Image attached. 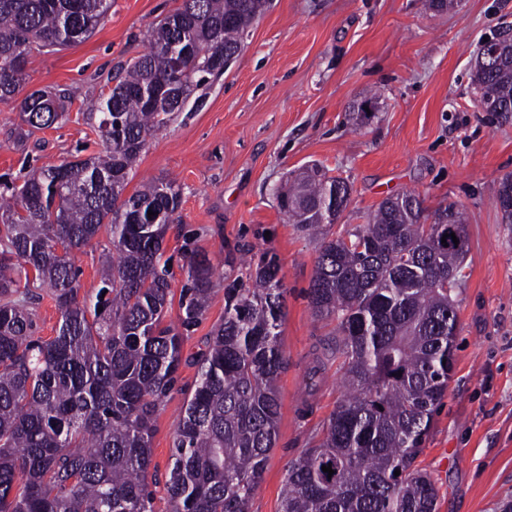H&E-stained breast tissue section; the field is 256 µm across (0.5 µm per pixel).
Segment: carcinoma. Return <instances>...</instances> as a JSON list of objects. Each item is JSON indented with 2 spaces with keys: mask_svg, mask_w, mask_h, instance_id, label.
Here are the masks:
<instances>
[{
  "mask_svg": "<svg viewBox=\"0 0 512 512\" xmlns=\"http://www.w3.org/2000/svg\"><path fill=\"white\" fill-rule=\"evenodd\" d=\"M269 7L182 0L90 114L103 151L0 188V512H154L156 414L215 269L187 252L179 326L165 323L173 272L162 244L180 222L181 192L166 180L125 190L149 140L224 74ZM111 8L112 0H0V101L22 90L34 48L88 38ZM474 83L487 111L512 118V36L486 44ZM70 105L64 93L26 94L10 142L26 148L35 132L67 120ZM351 192L348 179L312 164L274 195L288 222L313 233L337 223ZM494 199L512 224L511 174ZM103 232L112 256L96 293L82 296L73 257ZM467 253L463 213L453 205L429 213L411 191L323 237L309 298L316 316L337 322L331 355L342 360L344 393L322 439L289 465L281 512H436L435 481L413 463L448 389L458 324L448 290L464 282ZM249 280L224 287V320L173 439L170 512H249L274 448L287 288L265 255ZM46 289L60 311L48 340L34 329ZM328 464L332 475L322 471Z\"/></svg>",
  "mask_w": 512,
  "mask_h": 512,
  "instance_id": "cac0c4a2",
  "label": "carcinoma"
}]
</instances>
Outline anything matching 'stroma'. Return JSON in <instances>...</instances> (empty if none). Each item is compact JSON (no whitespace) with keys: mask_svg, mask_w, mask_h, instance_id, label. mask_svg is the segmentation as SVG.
<instances>
[{"mask_svg":"<svg viewBox=\"0 0 512 512\" xmlns=\"http://www.w3.org/2000/svg\"><path fill=\"white\" fill-rule=\"evenodd\" d=\"M181 0H112L95 32L69 47L34 52L26 90L74 94L67 121L19 150L7 134L21 121L0 102V182L30 167L84 159L100 149L89 121L108 79L147 49L146 33ZM512 26V0H458L450 12L421 0H272L201 106L173 114L150 141L127 186L176 179L181 223L163 248L172 291L192 245L215 267L205 315L185 335L177 383L162 404L148 482L155 512H168L164 484L197 360L224 318L225 278L246 276L260 255L276 257L288 289L280 343L276 445L250 512H281L289 464L321 437L343 388L339 361L317 359L335 321L315 317L308 297L317 241L288 223L274 197L290 172L319 163L349 178L342 224L364 223L384 198L413 191L428 209L452 204L468 217L467 278L456 291L455 369L415 465L434 479L437 512H496L512 496V224L493 190L512 174V120L482 111L473 83L485 38ZM379 92L375 112L356 107ZM342 224L332 225L338 233Z\"/></svg>","mask_w":512,"mask_h":512,"instance_id":"1","label":"stroma"}]
</instances>
